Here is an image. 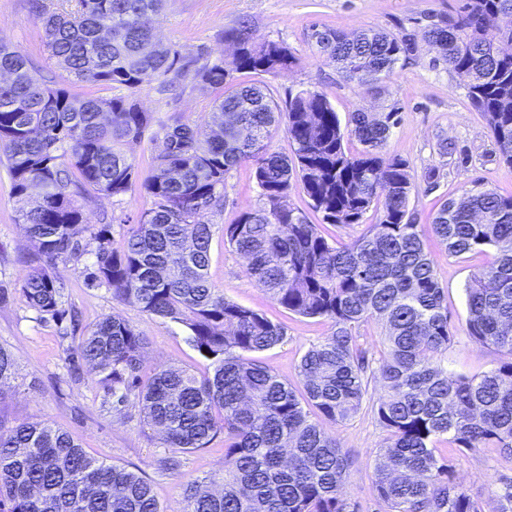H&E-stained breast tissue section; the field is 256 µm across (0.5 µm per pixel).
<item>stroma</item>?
<instances>
[{"label":"stroma","instance_id":"stroma-1","mask_svg":"<svg viewBox=\"0 0 512 512\" xmlns=\"http://www.w3.org/2000/svg\"><path fill=\"white\" fill-rule=\"evenodd\" d=\"M39 3L56 12L77 6V0H0V41L24 54L36 77L49 87L65 89L78 98L118 95V88L75 80L50 57L35 9ZM458 6L459 0H165L161 14L150 17L149 23L159 40L180 51L179 64L186 75L173 88H163L154 81L135 90L136 101L151 121L144 138L124 148L135 166V178L124 194L107 197L89 186L70 188L87 229L80 236L81 256L55 266V277L63 286L61 306L67 312L62 321L41 320L19 293L23 279L41 263L18 221L20 212L35 204L39 191L32 188L25 195H17L7 167L0 165V347L10 351L16 363L14 378L0 384V424L41 420L62 428L91 457L145 473L164 512H184L185 481L204 479L220 469L223 440L184 454L179 474L161 472L156 461L167 449L160 435L141 423L136 402L119 411L113 409L111 397L98 384L97 372L85 366L80 376H73V357L87 328L113 314L148 338L142 379H149L161 363L199 374L208 372L209 363L189 344L182 326L148 317L137 306L114 299L106 286L88 279L87 271L96 261L95 232L107 228L111 246L121 248L129 228L153 208L154 200L142 182L165 148L169 126L178 122L205 126L220 96L217 90L196 86L192 74L202 64L215 62L230 51L224 32L244 19L249 20L255 40L288 47L296 63L274 73L240 75V82L264 86L279 102L302 90L323 91L345 130L350 129L354 112L396 113L397 122L383 154L407 163L416 184L410 206L421 225L429 224L443 202L460 196L473 184L512 194V170L500 163L481 113L465 95L462 78L437 61L432 47L418 42L411 58L396 68L382 91L376 93L345 81L335 62L318 53L311 38L316 26L414 35L419 23L428 17L453 12ZM445 142L454 144L452 153L443 152ZM289 200L310 223L321 225L333 242H351L376 221L375 213L370 212L360 224L323 223L297 178L292 181ZM261 204L251 163H242L225 175L223 206L204 216L205 222L214 226L208 275L227 299L284 326L283 342L259 353L258 358L281 380L296 387L302 356L329 336L333 326L328 320L303 317L275 304L246 275L243 258L225 247V225L236 223L243 212ZM424 240L445 290L454 331L442 354L443 364L453 374H483L502 356L468 336L465 289L493 255L469 254L459 259L448 256L432 234H425ZM332 431L349 459L346 499L356 504V512H384L375 496L372 471L386 433L370 404H363L352 419L333 426ZM453 455L457 483L480 500H487L500 479H512V455L500 449L477 448Z\"/></svg>","mask_w":512,"mask_h":512}]
</instances>
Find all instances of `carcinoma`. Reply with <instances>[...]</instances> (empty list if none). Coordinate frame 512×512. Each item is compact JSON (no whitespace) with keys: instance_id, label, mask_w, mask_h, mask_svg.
Returning <instances> with one entry per match:
<instances>
[{"instance_id":"obj_1","label":"carcinoma","mask_w":512,"mask_h":512,"mask_svg":"<svg viewBox=\"0 0 512 512\" xmlns=\"http://www.w3.org/2000/svg\"><path fill=\"white\" fill-rule=\"evenodd\" d=\"M162 4L79 0L78 10L65 14L41 4L38 18L50 56L76 80L132 92L179 73V52L139 23ZM419 36L466 79L471 105L512 169V0H462ZM311 38L346 80L376 92L415 45L382 30L323 28ZM226 39L239 53L194 73L202 88L228 89L211 113L210 132L186 123L169 128L143 181L155 207L120 250L109 247L106 228L94 234L90 273L113 297L183 326L212 372L199 377L160 364L142 381L147 338L116 315L82 336L78 357L98 371L115 410L137 393L141 422L172 449L157 460L159 470L178 474L181 454L224 439V469L185 484V512H351L343 493L348 456L324 424L349 420L367 399L386 432L373 486L387 512H512V479L484 503L454 481L451 460L436 448L444 438L467 450L512 454V194L476 182L432 217V233L448 255L494 253L466 288V327L503 359L480 377L451 375L439 358L453 338L444 288L409 208L416 186L404 161L382 153L394 113H355L350 134L363 149L352 155L323 92L302 90L281 104L259 86L236 82L238 73L289 68L287 48L254 41L245 21ZM283 115L290 157L269 145ZM149 121L130 94L78 99L46 86L22 53L0 42V156L17 194L40 185V200L19 217L43 259L20 288L40 318L64 317L52 269L80 252L82 213L68 185L75 177L106 196L125 193L135 168L122 147L141 140ZM244 161L253 162L263 205L224 225V242L275 303L334 327L302 356L300 389L253 357L283 342L284 327L225 298L207 276L213 230L202 217L221 206L224 176ZM295 177L325 223L359 224L373 208L377 223L349 244L329 242L290 204ZM371 320L384 328L377 359L353 336L356 325ZM372 378L384 387L376 398L368 397ZM0 512L163 509L146 477L100 462L68 432L31 421L0 424Z\"/></svg>"}]
</instances>
